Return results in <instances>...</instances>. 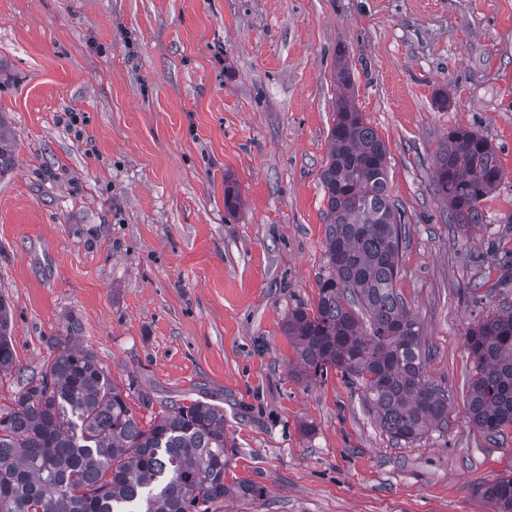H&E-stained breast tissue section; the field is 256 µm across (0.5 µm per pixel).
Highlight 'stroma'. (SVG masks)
I'll list each match as a JSON object with an SVG mask.
<instances>
[{"mask_svg": "<svg viewBox=\"0 0 512 512\" xmlns=\"http://www.w3.org/2000/svg\"><path fill=\"white\" fill-rule=\"evenodd\" d=\"M341 57L405 212L397 287L425 373L453 395L447 428L412 443L340 373L303 375L284 331L327 272L320 173ZM0 117L16 357L0 404L72 320L115 385L148 395L132 404L141 425L173 402L223 407L227 483L265 490L224 512H496L479 487L512 475V429L495 442L470 422L465 338L512 303V0H0ZM460 127L504 171L469 235L432 190Z\"/></svg>", "mask_w": 512, "mask_h": 512, "instance_id": "1", "label": "stroma"}]
</instances>
